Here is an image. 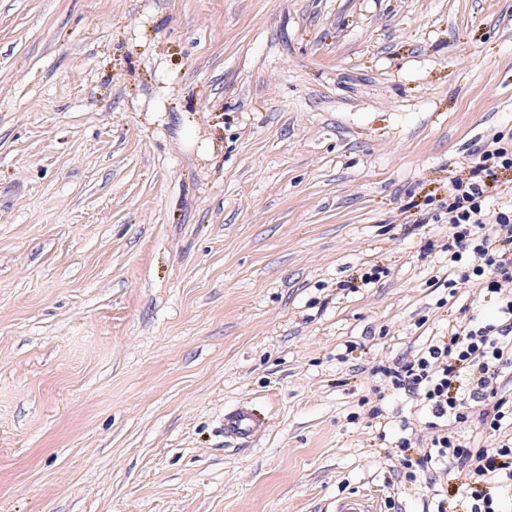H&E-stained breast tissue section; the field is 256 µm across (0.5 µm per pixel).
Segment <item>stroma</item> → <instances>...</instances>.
Masks as SVG:
<instances>
[{
    "label": "stroma",
    "instance_id": "1",
    "mask_svg": "<svg viewBox=\"0 0 512 512\" xmlns=\"http://www.w3.org/2000/svg\"><path fill=\"white\" fill-rule=\"evenodd\" d=\"M498 132L512 0H0V512H449L374 371L497 318L442 205ZM264 430V421L248 406L238 405L224 412V438L232 443L248 444Z\"/></svg>",
    "mask_w": 512,
    "mask_h": 512
}]
</instances>
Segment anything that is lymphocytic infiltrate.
<instances>
[{"label":"lymphocytic infiltrate","instance_id":"1","mask_svg":"<svg viewBox=\"0 0 512 512\" xmlns=\"http://www.w3.org/2000/svg\"><path fill=\"white\" fill-rule=\"evenodd\" d=\"M468 173L449 182L448 219L450 291L468 285L498 301L493 322L466 314L447 334L432 337L413 359L381 373L393 389L423 403L436 429L431 448L400 460L408 479L429 464L456 468L461 481L457 512H497L493 483L512 482V397L501 394L502 369L512 364V207L492 211L497 174L512 170V134L499 133L476 143ZM472 428L491 440L479 448L463 440L458 427Z\"/></svg>","mask_w":512,"mask_h":512}]
</instances>
